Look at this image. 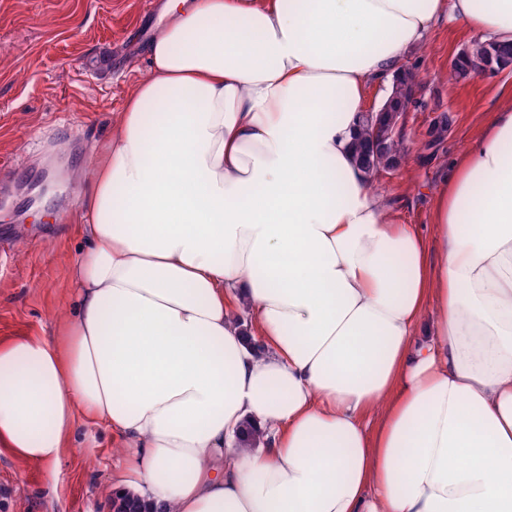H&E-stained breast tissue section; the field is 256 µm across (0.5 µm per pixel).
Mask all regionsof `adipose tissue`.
<instances>
[{"label": "adipose tissue", "mask_w": 512, "mask_h": 512, "mask_svg": "<svg viewBox=\"0 0 512 512\" xmlns=\"http://www.w3.org/2000/svg\"><path fill=\"white\" fill-rule=\"evenodd\" d=\"M76 214L53 336L0 342V448L84 419L142 512H512V103L428 231L356 159L370 86L512 0H171ZM261 437L245 450V428Z\"/></svg>", "instance_id": "obj_1"}]
</instances>
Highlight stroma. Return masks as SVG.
I'll return each instance as SVG.
<instances>
[{"mask_svg":"<svg viewBox=\"0 0 512 512\" xmlns=\"http://www.w3.org/2000/svg\"><path fill=\"white\" fill-rule=\"evenodd\" d=\"M165 0H0V166L14 184L0 197V340L52 335L71 310L70 268L87 242L70 216L95 151L132 85L145 78L146 40ZM465 26H438L405 58L416 93L401 121L407 157L374 183L398 223L427 229L451 161L512 98V65L458 83L455 58L479 42ZM112 435L79 422L45 486V468L0 451V512H112Z\"/></svg>","mask_w":512,"mask_h":512,"instance_id":"obj_1","label":"stroma"}]
</instances>
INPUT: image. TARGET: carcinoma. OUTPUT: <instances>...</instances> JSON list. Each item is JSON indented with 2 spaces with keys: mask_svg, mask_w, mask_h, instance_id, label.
Segmentation results:
<instances>
[{
  "mask_svg": "<svg viewBox=\"0 0 512 512\" xmlns=\"http://www.w3.org/2000/svg\"><path fill=\"white\" fill-rule=\"evenodd\" d=\"M483 63L490 69H501L512 64V45L497 41L475 44L454 61L449 79L461 81L475 76L474 65ZM414 74L410 67H402L396 76L393 96L379 111V115H365L366 130L363 142L356 146L359 163L373 175L380 166L392 168L404 157L403 138L396 134L398 120L407 111L412 100Z\"/></svg>",
  "mask_w": 512,
  "mask_h": 512,
  "instance_id": "obj_1",
  "label": "carcinoma"
}]
</instances>
